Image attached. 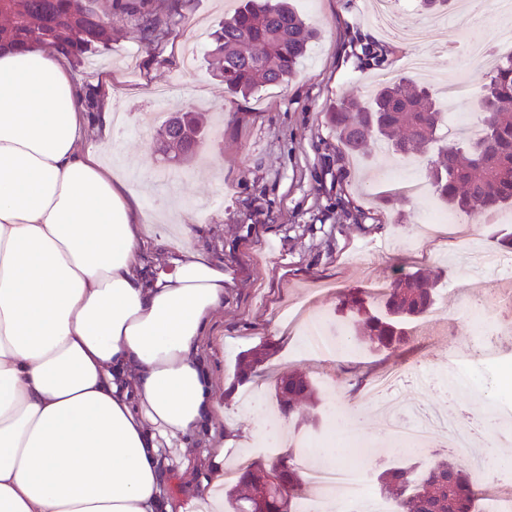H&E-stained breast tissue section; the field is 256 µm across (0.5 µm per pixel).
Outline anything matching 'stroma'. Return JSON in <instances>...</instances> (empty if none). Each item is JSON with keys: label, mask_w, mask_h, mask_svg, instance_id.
Segmentation results:
<instances>
[{"label": "stroma", "mask_w": 512, "mask_h": 512, "mask_svg": "<svg viewBox=\"0 0 512 512\" xmlns=\"http://www.w3.org/2000/svg\"><path fill=\"white\" fill-rule=\"evenodd\" d=\"M128 0H97L98 11L112 24L107 47L73 61L74 79L84 95L111 100V108L88 113L86 144L104 155L128 194L144 211L159 202L191 215L189 233L166 220L154 224L143 242V272L197 251L224 270V304L213 314L197 352L221 408L210 425L191 435L180 460L162 462L160 477L169 512H187L212 475L216 455L224 457V485L233 487L238 469L260 459L259 434L248 433L251 397H259L263 416L273 415V376L297 370L316 383L321 400L308 421L282 426L277 451L294 449L304 466L314 465L309 443L322 448L357 436L375 445L370 466L378 473L400 454L383 434L380 421L364 415L358 425L337 420L326 437L327 406L338 397L360 400L365 388L390 372L405 374L448 369L450 356L468 340L471 307L498 308L489 290L499 272L474 273L462 265L468 250L501 251L512 233V207L480 223L455 213L454 221L428 233L421 219L445 204L435 192L408 195L402 182L426 178V161L395 154L381 144L354 156L343 147L326 117L342 99L371 101L387 82L410 81L440 94L458 77L487 72L512 53L500 40L512 32V14L501 13V0H480L485 12L498 15L485 31L481 58L458 49L467 25L462 0L431 11L420 0H402L394 20L403 29L426 26L430 39L419 45L387 38L375 21L370 0H293L295 9L318 35L288 83L264 88L248 98H231L203 55L209 34L239 0H181L178 16L159 38L146 40L124 6ZM168 84L199 87L180 104L197 112L206 139L197 156L169 166L157 153L152 128L137 124L151 111L164 120L172 107L156 103L151 92ZM415 270L442 271L438 300L421 317L425 330L409 334L399 349L372 350L348 338V350L313 357L301 347L294 315L330 314L332 327L351 325L338 309L342 292L369 290L374 282ZM272 345L274 353L246 382L237 378L243 352ZM512 404V349L505 350L500 371L480 375L458 395L486 418L495 403ZM234 449L221 451L223 439Z\"/></svg>", "instance_id": "35a3bbf8"}]
</instances>
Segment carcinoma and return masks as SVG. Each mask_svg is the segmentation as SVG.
Instances as JSON below:
<instances>
[{
	"instance_id": "1",
	"label": "carcinoma",
	"mask_w": 512,
	"mask_h": 512,
	"mask_svg": "<svg viewBox=\"0 0 512 512\" xmlns=\"http://www.w3.org/2000/svg\"><path fill=\"white\" fill-rule=\"evenodd\" d=\"M94 0H0V47H40L79 58L112 40V27L93 6ZM177 14L176 4L144 0L133 11L146 39L155 37L154 13ZM316 30L290 7L288 0H243L210 34V70L224 80L232 96H247L291 78L306 56ZM481 135L463 146L441 147L428 159L434 192L466 213L485 215L512 204V55L480 77ZM445 112L424 89L410 91L388 84L364 106L349 99L328 112L342 145L353 154L368 143L384 141L397 154L424 155L444 122ZM159 150L173 160L194 154L204 134L190 112H173L155 130ZM441 273H412L393 278L379 308L366 307L360 291L340 299L354 320L359 339L377 349H394L403 341L404 325L424 316L435 302ZM270 355L262 347L244 354L241 379L247 380ZM280 414L302 422L301 405H315L318 388L304 373L288 370L275 378ZM304 472L293 449L243 470L238 488L227 492L235 512H298ZM380 494L397 512H473L475 478L454 455L437 457L423 467L395 464L378 475Z\"/></svg>"
}]
</instances>
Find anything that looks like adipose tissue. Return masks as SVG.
<instances>
[{
    "instance_id": "ef3b65f1",
    "label": "adipose tissue",
    "mask_w": 512,
    "mask_h": 512,
    "mask_svg": "<svg viewBox=\"0 0 512 512\" xmlns=\"http://www.w3.org/2000/svg\"><path fill=\"white\" fill-rule=\"evenodd\" d=\"M86 135L69 58L0 48V512H160L217 407L193 354L224 272L142 273L152 219Z\"/></svg>"
}]
</instances>
